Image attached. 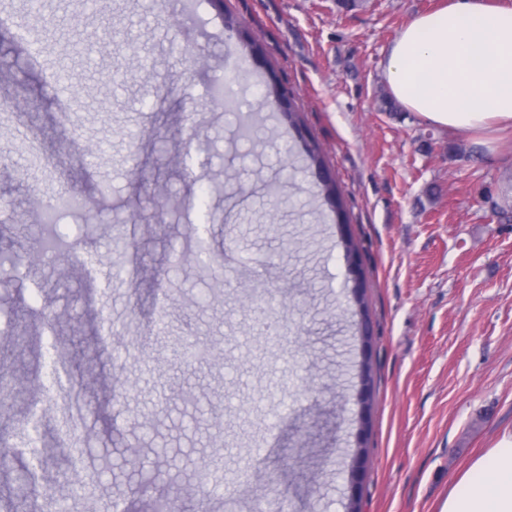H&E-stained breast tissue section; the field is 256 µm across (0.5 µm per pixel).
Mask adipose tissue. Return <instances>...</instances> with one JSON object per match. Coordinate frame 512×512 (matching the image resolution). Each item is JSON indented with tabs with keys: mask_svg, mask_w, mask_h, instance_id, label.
Masks as SVG:
<instances>
[{
	"mask_svg": "<svg viewBox=\"0 0 512 512\" xmlns=\"http://www.w3.org/2000/svg\"><path fill=\"white\" fill-rule=\"evenodd\" d=\"M384 72L394 97L429 124L490 136L512 130V7L449 0L414 16ZM440 512H512V434L471 462Z\"/></svg>",
	"mask_w": 512,
	"mask_h": 512,
	"instance_id": "ef3b65f1",
	"label": "adipose tissue"
}]
</instances>
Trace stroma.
Segmentation results:
<instances>
[{
    "instance_id": "35a3bbf8",
    "label": "stroma",
    "mask_w": 512,
    "mask_h": 512,
    "mask_svg": "<svg viewBox=\"0 0 512 512\" xmlns=\"http://www.w3.org/2000/svg\"><path fill=\"white\" fill-rule=\"evenodd\" d=\"M356 2L40 0L43 28L73 46L62 59L22 36L16 19L29 0H0V244L26 255L33 198L70 190L92 213L64 215L62 230L87 265L108 253L122 270L96 274L89 293L23 263L16 290L0 285L2 306L92 323L83 363L118 385L86 395L76 434L110 465L86 469L68 512L140 505L145 470L208 493L201 460L213 453L216 411L226 496L210 512H348L354 493L362 512H440L473 459L512 433V217L494 211L512 207V137L489 149L479 135L392 105L390 44L445 0ZM75 14L83 23L72 28ZM251 38L263 57L250 56ZM60 66L82 71V83L56 84ZM237 70L246 74L235 86L241 108L259 126L249 143L208 97ZM22 138L41 169L15 150ZM90 142L104 144L106 163H81ZM312 143L346 227L319 193L323 171L305 162ZM206 160L212 183L192 181ZM268 182L282 186L287 206L269 201ZM158 185L170 204L146 232ZM189 197L214 217L206 235L224 255L222 286L190 265L159 282L149 274L197 220ZM345 234L362 256L361 306ZM253 287L284 303L277 326L243 302ZM214 288L223 293L215 305ZM187 334L223 348V364L170 365L171 344ZM40 434L42 478L18 491L56 512L71 470L55 448L66 437L58 414ZM129 442L141 450L134 465L123 459ZM254 471L262 482L248 481Z\"/></svg>"
}]
</instances>
